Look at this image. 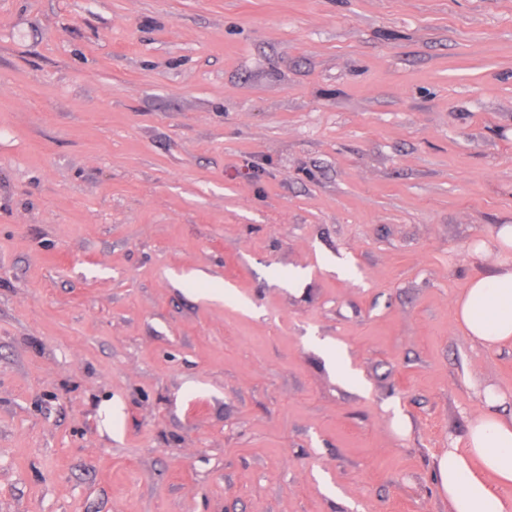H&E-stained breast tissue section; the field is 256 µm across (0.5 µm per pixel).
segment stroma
Returning a JSON list of instances; mask_svg holds the SVG:
<instances>
[{"instance_id":"obj_1","label":"stroma","mask_w":512,"mask_h":512,"mask_svg":"<svg viewBox=\"0 0 512 512\" xmlns=\"http://www.w3.org/2000/svg\"><path fill=\"white\" fill-rule=\"evenodd\" d=\"M498 224L512 0H0V512H448Z\"/></svg>"}]
</instances>
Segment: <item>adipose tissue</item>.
Listing matches in <instances>:
<instances>
[{"mask_svg": "<svg viewBox=\"0 0 512 512\" xmlns=\"http://www.w3.org/2000/svg\"><path fill=\"white\" fill-rule=\"evenodd\" d=\"M474 251L497 254L492 271L473 273L456 302V320L480 346L491 349L512 340V224L497 225L490 241ZM463 447L442 451L433 466L439 497L448 512H512V416L501 415V396L490 387L479 393Z\"/></svg>", "mask_w": 512, "mask_h": 512, "instance_id": "obj_1", "label": "adipose tissue"}]
</instances>
